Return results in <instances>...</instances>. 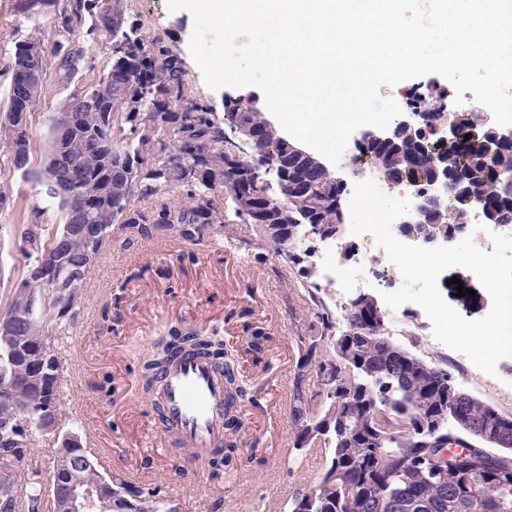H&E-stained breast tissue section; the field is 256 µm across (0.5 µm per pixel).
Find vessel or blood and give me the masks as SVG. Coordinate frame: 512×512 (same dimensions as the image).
<instances>
[{"label":"vessel or blood","mask_w":512,"mask_h":512,"mask_svg":"<svg viewBox=\"0 0 512 512\" xmlns=\"http://www.w3.org/2000/svg\"><path fill=\"white\" fill-rule=\"evenodd\" d=\"M156 420L160 440L201 454L224 446V374L205 356L184 354L158 376Z\"/></svg>","instance_id":"obj_1"}]
</instances>
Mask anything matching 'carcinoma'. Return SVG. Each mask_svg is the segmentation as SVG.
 <instances>
[{
	"mask_svg": "<svg viewBox=\"0 0 512 512\" xmlns=\"http://www.w3.org/2000/svg\"><path fill=\"white\" fill-rule=\"evenodd\" d=\"M54 39L45 37V18L17 9L16 41L8 65L12 78L9 101L29 112L46 94L47 76L69 91L62 108L72 110L70 127L56 131L48 153L49 166L37 181H55L61 191L40 190L15 211L12 231L28 242L22 252L24 273L41 255L61 244L82 271L60 270L50 288L32 297L15 289L6 314L25 309L30 322L16 327L17 340L36 346L60 335L80 304L94 265L86 261L87 233L95 224L108 225L99 250L133 238L184 240L195 245L224 237L237 249L268 248L284 266L297 270L299 286L313 309L315 323L296 336L298 359L290 398L294 429L289 463L298 466L308 451L325 460L312 486L294 491L286 512H512V447L491 448L483 432L504 414L464 392L448 369L427 361L390 339L389 314L354 300L344 308L343 326L326 305L308 265L310 248L295 249L307 217L324 227L336 226V175L324 159H304L280 152L281 133L273 125L259 131L257 150L295 170L288 187L270 188L252 172L249 157L239 155L237 170L226 167L224 128L238 113L252 108L243 101L224 102V122L213 106L197 99L189 86L182 59L129 22L125 0H43ZM103 40L109 51L105 68L88 62L90 47ZM41 50L37 69L29 70L31 48ZM457 136L448 152L435 155L421 145L406 150L390 143L367 149L381 165L383 178L419 184L424 197L414 222L400 233L456 235L467 224L474 204L490 211L496 224H512V193L497 182L500 167H512V147L490 151L493 137L475 112L454 116ZM471 138H466V134ZM17 128L0 119V207L13 202L15 173L26 165L12 154ZM448 163L463 177L448 179V209L427 194L435 171ZM173 192L163 201L160 195ZM252 208L241 207V195ZM57 207L63 222L51 224L46 213ZM252 225L253 237L237 235L234 225ZM184 349L212 358L224 370L226 407L250 395L235 349L224 339L193 329L176 330L158 343L143 366L142 379L151 386L159 369ZM30 375L25 360L0 346V400L9 397L37 421L42 404L63 400V381L40 387L15 383ZM316 385L306 393L308 382ZM441 414L436 432L418 439L411 426L428 414ZM224 453L210 459L219 471L237 462L241 422L224 414ZM26 472V494L20 499L9 484L0 483V507L10 512H44L42 466L34 449ZM112 512H133L128 499H143L140 512H166L168 500L147 484L111 478Z\"/></svg>",
	"mask_w": 512,
	"mask_h": 512,
	"instance_id": "cac0c4a2",
	"label": "carcinoma"
}]
</instances>
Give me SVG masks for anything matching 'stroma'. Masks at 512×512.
Listing matches in <instances>:
<instances>
[{
    "instance_id": "obj_1",
    "label": "stroma",
    "mask_w": 512,
    "mask_h": 512,
    "mask_svg": "<svg viewBox=\"0 0 512 512\" xmlns=\"http://www.w3.org/2000/svg\"><path fill=\"white\" fill-rule=\"evenodd\" d=\"M128 19L181 56L190 88L198 99L222 109L238 88L209 89L194 62L189 40L191 13L169 11L167 0H127ZM16 0H0V111L8 104L14 51ZM64 92L49 88L30 123L28 177H14L17 202L32 199L39 188L32 173L40 169L53 136V120ZM23 272L17 237H0V316ZM460 286H441L444 300L464 318L486 316L489 293L466 269H456ZM296 272L264 249L237 251L228 240L203 245L181 241L137 240L112 246L100 256L81 306L58 347L64 357L65 393L58 420L62 430L81 434L85 448L108 472L157 486L179 512H206L213 497L223 512H283L293 489L314 483L319 458L308 455L295 469L281 457V444L293 441L289 398L296 362L294 338L313 315L302 297ZM469 288L460 297L458 287ZM269 341L260 354L248 349L256 329ZM198 329L237 347L243 374L253 393L236 466L213 474L190 463L175 449L160 447L152 423L154 409L139 382L154 343L172 330ZM401 344L424 358L446 364L463 390L504 414L512 415V357L497 364L494 389L482 377L468 375L461 361L436 353L428 337H401Z\"/></svg>"
}]
</instances>
